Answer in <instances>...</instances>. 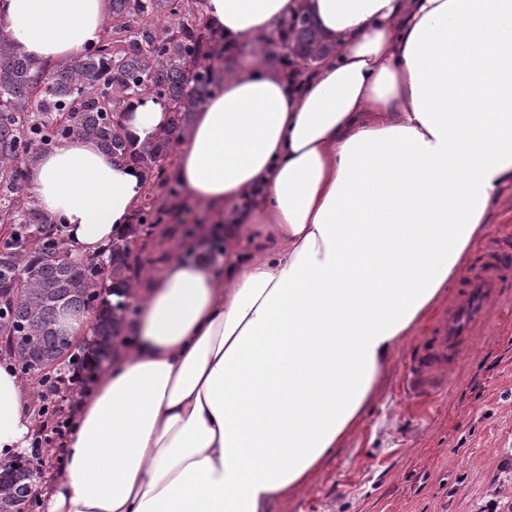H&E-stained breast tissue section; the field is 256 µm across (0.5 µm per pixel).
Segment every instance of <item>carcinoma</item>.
<instances>
[{"mask_svg": "<svg viewBox=\"0 0 512 512\" xmlns=\"http://www.w3.org/2000/svg\"><path fill=\"white\" fill-rule=\"evenodd\" d=\"M192 0H112L111 36L75 61L48 68L18 53L0 32V353L21 375L53 383L50 370L90 381L112 355V339L129 310L118 287L132 280L135 237L151 211L112 239L101 259H72L64 239L24 198L17 177L41 148L71 137L89 138L112 157L130 161L149 177H164L168 158L195 112L224 76L221 36L197 20ZM284 56L319 60L331 50L312 18L300 13L285 25ZM150 95L168 104L167 128L135 145L124 134L125 102ZM94 309L91 334L77 345L62 333L63 309ZM35 460L29 455L0 465V512H36Z\"/></svg>", "mask_w": 512, "mask_h": 512, "instance_id": "carcinoma-1", "label": "carcinoma"}]
</instances>
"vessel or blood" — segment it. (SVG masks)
<instances>
[{"mask_svg": "<svg viewBox=\"0 0 512 512\" xmlns=\"http://www.w3.org/2000/svg\"><path fill=\"white\" fill-rule=\"evenodd\" d=\"M512 288V243L488 244L463 276L456 295L439 314L421 348L409 358L402 389L416 405L434 401L471 352L493 307Z\"/></svg>", "mask_w": 512, "mask_h": 512, "instance_id": "vessel-or-blood-1", "label": "vessel or blood"}]
</instances>
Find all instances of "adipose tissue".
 Wrapping results in <instances>:
<instances>
[{
	"label": "adipose tissue",
	"instance_id": "1",
	"mask_svg": "<svg viewBox=\"0 0 512 512\" xmlns=\"http://www.w3.org/2000/svg\"><path fill=\"white\" fill-rule=\"evenodd\" d=\"M230 59L174 157L184 195L229 217L171 255L97 376L46 512H269L361 426L396 348L445 295L512 192V0H201ZM308 13L335 44L313 75L264 51ZM110 0H0L14 48L51 67L102 40ZM168 105L129 100L131 141ZM78 257L151 185L93 140L25 172ZM31 391L0 363V460L33 439Z\"/></svg>",
	"mask_w": 512,
	"mask_h": 512
}]
</instances>
